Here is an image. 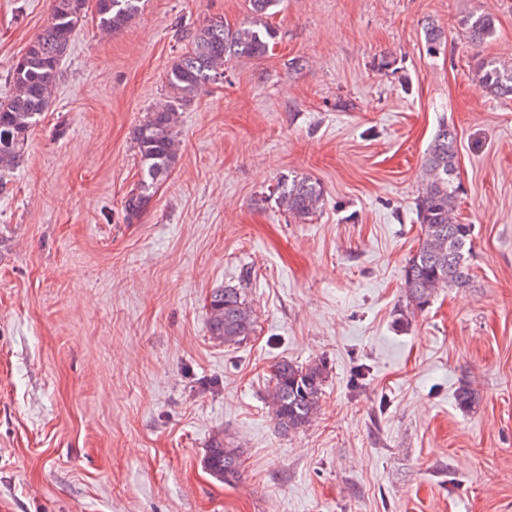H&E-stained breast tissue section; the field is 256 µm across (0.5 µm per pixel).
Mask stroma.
<instances>
[{"label": "stroma", "mask_w": 512, "mask_h": 512, "mask_svg": "<svg viewBox=\"0 0 512 512\" xmlns=\"http://www.w3.org/2000/svg\"><path fill=\"white\" fill-rule=\"evenodd\" d=\"M486 10L494 34L472 44L462 21ZM50 11L0 0V98ZM215 16L249 21L248 0H147L106 36L87 0L0 185V512H512V98L477 73L512 65V0H281L276 44L199 90L177 164L126 221L132 131ZM443 124L471 281L407 318ZM294 176L324 193L303 221L271 193ZM239 285L255 329L227 345L205 304ZM282 360L327 367L317 415L289 435L265 399ZM219 439L240 451L236 483L203 465Z\"/></svg>", "instance_id": "stroma-1"}]
</instances>
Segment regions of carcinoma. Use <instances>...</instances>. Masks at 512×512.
Listing matches in <instances>:
<instances>
[{
    "instance_id": "carcinoma-1",
    "label": "carcinoma",
    "mask_w": 512,
    "mask_h": 512,
    "mask_svg": "<svg viewBox=\"0 0 512 512\" xmlns=\"http://www.w3.org/2000/svg\"><path fill=\"white\" fill-rule=\"evenodd\" d=\"M279 0H249L252 18L235 28L221 18L208 20L189 32L190 50L177 57L165 80L169 95L146 113L133 131L140 179L124 201L127 221L139 217L151 203L157 187L170 175L179 156L177 139L183 107L207 82L224 78V62L247 56L262 58L277 40V30L267 21ZM86 0H52L48 24L13 61L8 77L11 94L0 102V182L23 161L33 128L54 99L60 65L83 22ZM142 0H96L97 27L107 32L124 29L141 9ZM467 38L480 44L494 33L493 17L472 13L464 20ZM480 79L490 94L512 96V67L494 59L481 61ZM456 179V135L441 125L424 160V177L417 202L422 226L419 246L403 269L405 307L422 312L445 288H464L471 273L466 254L471 252L473 227L456 214L459 184ZM279 206L295 220H302L324 206L320 185L307 177L277 182ZM210 335L226 344H236L254 331L255 317L245 288H215L206 305ZM326 367L321 362L306 365L281 361L273 366L266 402L272 419L284 433L310 425L316 416ZM478 400L470 383L458 386L455 402L467 411ZM206 469L231 484L240 478L238 450L226 442L213 441L204 459Z\"/></svg>"
}]
</instances>
